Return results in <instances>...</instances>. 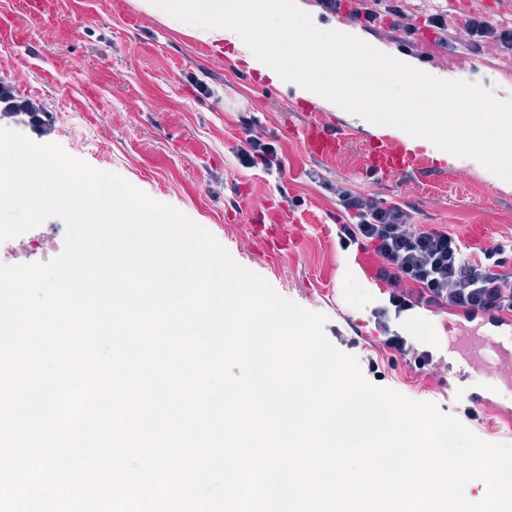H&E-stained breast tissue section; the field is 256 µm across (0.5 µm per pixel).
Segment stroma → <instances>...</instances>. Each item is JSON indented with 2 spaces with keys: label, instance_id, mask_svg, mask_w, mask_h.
Wrapping results in <instances>:
<instances>
[{
  "label": "stroma",
  "instance_id": "1",
  "mask_svg": "<svg viewBox=\"0 0 512 512\" xmlns=\"http://www.w3.org/2000/svg\"><path fill=\"white\" fill-rule=\"evenodd\" d=\"M409 58L441 79L472 73L504 83L512 96V78L480 64L472 51L436 48L425 36ZM203 85L208 94L200 93ZM0 87L23 109L0 115V126L39 143H58L69 155L118 173L184 213L280 295L326 315L329 340L360 367L377 360L381 386L458 418L468 393H482V419L469 422V429L485 442L512 444V425L496 414L498 404L512 401L511 391L476 371L465 386L448 387L449 335L474 341L492 334L493 326L460 323L448 331L450 312L419 311L404 329L433 350V369L418 373L401 363L388 365L370 318L382 296L374 282L344 263L330 218L335 207L323 188L343 180L386 201L411 203L418 223L486 244L512 235V188H503L480 162L455 156L446 175L379 179L360 163L373 127L325 107L311 117L350 139L340 156L315 157L301 133L311 117L289 105L288 84L249 69L228 43L200 41L139 11L133 0H0ZM242 112L255 113L258 133L281 148L283 176L238 165ZM229 195L236 206L226 203ZM291 196L303 197L304 205L289 210ZM257 213L269 224L294 223V251L272 249L267 238L254 234L250 221Z\"/></svg>",
  "mask_w": 512,
  "mask_h": 512
}]
</instances>
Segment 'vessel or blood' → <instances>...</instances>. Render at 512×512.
I'll return each mask as SVG.
<instances>
[{
	"label": "vessel or blood",
	"mask_w": 512,
	"mask_h": 512,
	"mask_svg": "<svg viewBox=\"0 0 512 512\" xmlns=\"http://www.w3.org/2000/svg\"><path fill=\"white\" fill-rule=\"evenodd\" d=\"M304 136L309 152L320 158L334 157L342 152L345 144L341 135L330 133L314 121L308 123ZM438 165V159L420 149L408 147L389 132L369 137L362 155L363 168L383 179L401 173H420ZM473 354L481 360L484 372L494 375L500 361L512 359V339H487L483 344L474 346Z\"/></svg>",
	"instance_id": "b4317fda"
}]
</instances>
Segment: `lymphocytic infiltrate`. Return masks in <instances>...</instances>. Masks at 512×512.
<instances>
[{"instance_id": "lymphocytic-infiltrate-1", "label": "lymphocytic infiltrate", "mask_w": 512, "mask_h": 512, "mask_svg": "<svg viewBox=\"0 0 512 512\" xmlns=\"http://www.w3.org/2000/svg\"><path fill=\"white\" fill-rule=\"evenodd\" d=\"M355 2L350 16L368 33L387 28L406 36L417 30L403 0ZM423 25L443 46L455 41L460 28L471 46L494 43L502 51H512V25L496 24L482 15H467L455 25L449 23L447 11L432 9L426 12ZM238 121L247 133L236 153L240 165L283 171L276 146L253 135L256 117L243 112ZM329 190L337 215L344 218L337 226L341 248L367 247L376 257L374 278L383 284L385 299L372 308L371 315L378 341L391 358L403 359L422 373L433 366L431 349L390 325L391 318L406 317L417 308L431 312L450 308L466 322L494 326L512 318V238L489 245L469 244L446 229L417 223L409 203L387 204L343 181Z\"/></svg>"}]
</instances>
